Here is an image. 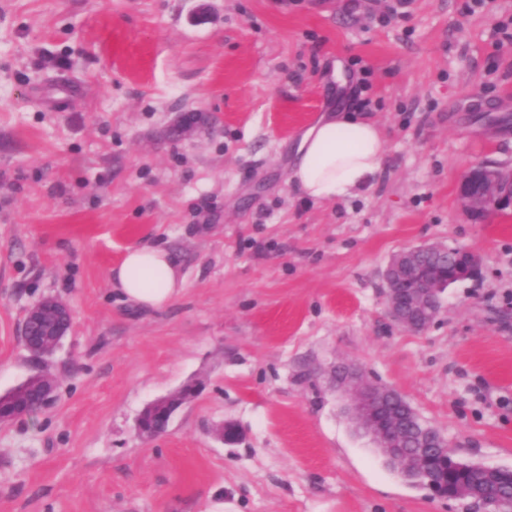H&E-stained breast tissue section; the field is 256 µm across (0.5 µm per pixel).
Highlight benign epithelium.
Here are the masks:
<instances>
[{
	"mask_svg": "<svg viewBox=\"0 0 512 512\" xmlns=\"http://www.w3.org/2000/svg\"><path fill=\"white\" fill-rule=\"evenodd\" d=\"M213 123L211 116L202 112H191L181 117L176 132L188 137L199 125ZM459 201L463 209L476 219L494 212L512 208V166L475 165L463 176L458 188ZM424 252L446 253L448 247L442 244H426L394 253L384 274L385 301L390 319L403 328L420 332L436 318L437 313L428 310L427 302L442 293L443 288L454 283V279L444 277L439 269H426L419 264V255ZM457 280L476 275V256L466 250L451 251ZM52 315L58 322L55 344L50 346L37 341L30 352L44 358L56 350L65 336L71 322V313L64 303L45 298L32 306L26 318L39 320ZM26 383L36 390L31 402L10 415L0 411V421L28 416L49 405L56 396L54 377L45 371L30 376ZM336 387L342 391L346 409L357 426L370 434L376 447L387 456H397V461L416 471L424 470L425 460L414 454L406 443L397 418L393 417L386 405V396L392 389L368 381L361 373L348 365L336 366ZM199 392L195 383L187 384L174 394L150 403L140 414L137 434L148 436L145 422L155 412L165 410L174 413L182 405L192 401ZM215 436L225 444H235L243 438L242 430L233 422L227 421L215 430Z\"/></svg>",
	"mask_w": 512,
	"mask_h": 512,
	"instance_id": "obj_1",
	"label": "benign epithelium"
}]
</instances>
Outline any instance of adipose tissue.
I'll list each match as a JSON object with an SVG mask.
<instances>
[{"instance_id": "ef3b65f1", "label": "adipose tissue", "mask_w": 512, "mask_h": 512, "mask_svg": "<svg viewBox=\"0 0 512 512\" xmlns=\"http://www.w3.org/2000/svg\"><path fill=\"white\" fill-rule=\"evenodd\" d=\"M385 157L374 120L359 112L328 114L301 135L290 179L306 198L332 201L376 179ZM110 278L122 301L147 310L167 307L185 286L170 252L148 244L128 247Z\"/></svg>"}]
</instances>
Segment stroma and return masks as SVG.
Here are the masks:
<instances>
[{"label": "stroma", "instance_id": "stroma-1", "mask_svg": "<svg viewBox=\"0 0 512 512\" xmlns=\"http://www.w3.org/2000/svg\"><path fill=\"white\" fill-rule=\"evenodd\" d=\"M511 22L512 0H0V395L43 365L57 384L0 424V512H474L387 463L333 370L399 392L460 459L512 469V210L480 221L457 193L470 167L512 164ZM342 111L379 123L384 169L300 198L299 137ZM186 112L213 127L179 138ZM437 242L480 273L404 330L385 267ZM135 244L185 276L164 309L112 288ZM44 297L72 322L41 364L21 330ZM191 381L167 431L139 437ZM226 421L242 442L215 439ZM199 392V386L195 383L184 385L174 394L160 398L150 403L140 414L137 422V434L140 437H149L148 431L145 429V422L156 411L166 410L169 413L168 423L173 413L181 407L194 399Z\"/></svg>", "mask_w": 512, "mask_h": 512}]
</instances>
